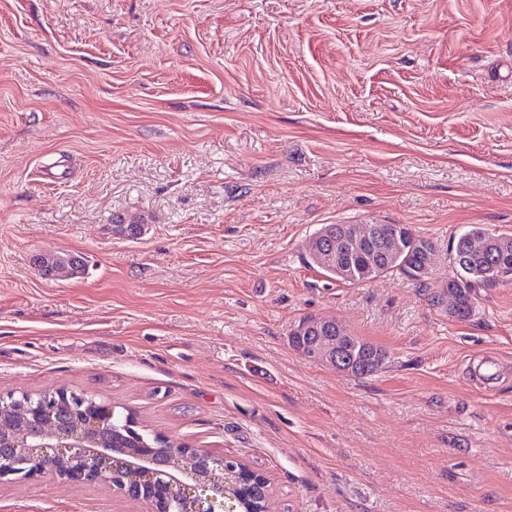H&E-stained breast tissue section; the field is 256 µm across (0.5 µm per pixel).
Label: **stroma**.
Masks as SVG:
<instances>
[{"label":"stroma","instance_id":"obj_1","mask_svg":"<svg viewBox=\"0 0 512 512\" xmlns=\"http://www.w3.org/2000/svg\"><path fill=\"white\" fill-rule=\"evenodd\" d=\"M374 221L434 275L311 263ZM475 226L512 235V0H0V396L131 411L265 473L272 512H512V283L430 301ZM59 253L85 275L44 278ZM306 316L385 365L303 358ZM0 512L151 507L4 479ZM401 234H405L409 242L415 243L427 242L435 248L432 242L421 238L413 233L412 229L406 224H400ZM399 233L397 224H381L373 222L372 224H333L331 228L324 233L313 237L308 243V253L313 258H318L326 265L336 266L334 269L318 266L329 276L340 279L348 284H362L371 282L380 277H385L396 272L407 273V268L421 265L415 270L416 275L429 277L434 269V249L424 253L419 248L413 250L407 249L399 262L388 263L383 258L380 249L364 256H351L348 253L341 254L336 262L337 254L341 251H353L358 249V244L362 241L381 240L383 241V250L389 253H400L409 245L405 238ZM424 260V261H423ZM347 268L348 277L340 278L337 268Z\"/></svg>","mask_w":512,"mask_h":512}]
</instances>
